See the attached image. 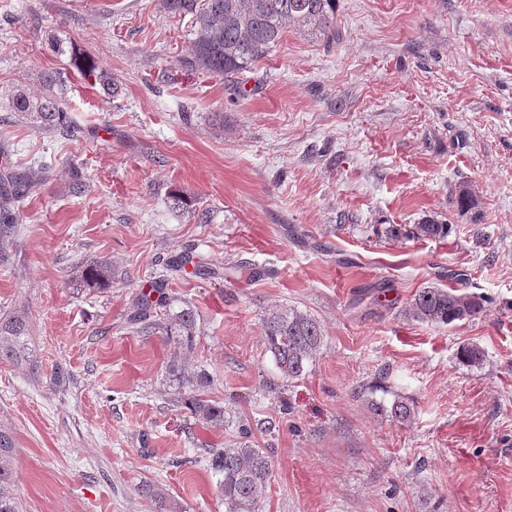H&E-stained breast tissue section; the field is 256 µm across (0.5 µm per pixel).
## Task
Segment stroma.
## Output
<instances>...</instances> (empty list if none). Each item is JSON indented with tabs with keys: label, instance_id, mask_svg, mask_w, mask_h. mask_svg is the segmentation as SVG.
Instances as JSON below:
<instances>
[{
	"label": "stroma",
	"instance_id": "1",
	"mask_svg": "<svg viewBox=\"0 0 512 512\" xmlns=\"http://www.w3.org/2000/svg\"><path fill=\"white\" fill-rule=\"evenodd\" d=\"M336 17V44L288 32L235 92L186 65L160 0H0V153L36 184L0 244V313L27 312L36 362L0 359L26 512H157L145 484L224 512L208 451L243 425L273 461L262 512H512V0H338ZM427 219L448 236L384 234ZM184 251L229 276L169 275ZM102 260L111 286L76 290ZM159 279L196 313L185 365L223 427L175 404L174 342L128 322ZM426 287L487 309L408 319ZM273 305L323 333L289 382L263 342ZM397 398L411 420L376 410ZM15 109L18 112H28L32 109L40 110L41 112H34L45 121L52 122L55 125H63L67 122V112H64L63 108L58 104L51 102L50 100H44L36 103H32L28 98L19 97L15 102Z\"/></svg>",
	"mask_w": 512,
	"mask_h": 512
}]
</instances>
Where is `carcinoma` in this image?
Instances as JSON below:
<instances>
[{"instance_id": "carcinoma-1", "label": "carcinoma", "mask_w": 512, "mask_h": 512, "mask_svg": "<svg viewBox=\"0 0 512 512\" xmlns=\"http://www.w3.org/2000/svg\"><path fill=\"white\" fill-rule=\"evenodd\" d=\"M337 0H160L163 11L184 23L187 64L208 73L221 75L231 86L239 76L268 57L288 29L318 37L329 44L336 42ZM19 112L39 110L40 118L61 125L67 113L54 102H32L19 97ZM32 187V181L16 173L0 177V241L14 231L17 215L14 203ZM449 227L434 220L402 230L391 224L386 235L416 238H440ZM112 284V264L102 261L89 266L82 274L79 287L83 291L102 290ZM163 281H155L149 289L140 290L133 299L129 322L140 326L145 334L160 333L176 339L186 349L197 335V318L186 305L173 309V299L162 292ZM485 310V299L464 294L456 289L422 288L405 306V315L431 324L450 325L474 319ZM263 336L283 380L305 374L322 344V330L317 320L305 311L291 306H275L264 315ZM0 358L17 364L33 361L29 345L27 313L15 311L0 315ZM192 417L209 427L224 426V408L211 403L199 393L180 400ZM247 430L239 439L223 448L211 450L210 466L221 475L218 490L224 499L225 512H261V495L269 483L273 469L267 450L248 440ZM15 441L12 432L0 426V512H23L13 492L16 483Z\"/></svg>"}]
</instances>
